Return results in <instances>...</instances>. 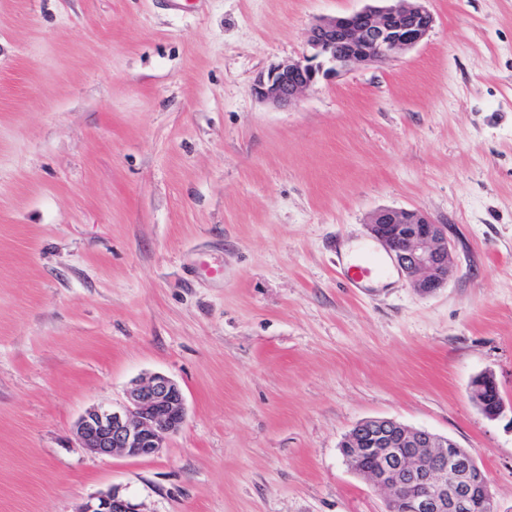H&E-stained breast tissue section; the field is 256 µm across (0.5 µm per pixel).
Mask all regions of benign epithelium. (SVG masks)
Wrapping results in <instances>:
<instances>
[{
	"label": "benign epithelium",
	"mask_w": 512,
	"mask_h": 512,
	"mask_svg": "<svg viewBox=\"0 0 512 512\" xmlns=\"http://www.w3.org/2000/svg\"><path fill=\"white\" fill-rule=\"evenodd\" d=\"M425 0H396L390 6H367L342 16L318 18L307 34L309 53L276 65L257 77L256 97L279 108L292 105L319 79L356 67L386 62L418 45L435 18ZM412 288L431 295L448 283V229L414 209L383 208L367 224ZM472 398L489 419L500 418L506 406L487 394L498 391L495 377L483 373L470 384ZM181 388L155 374L136 383L119 409L94 406L77 422L82 447L101 456L116 453L132 458L159 454L165 436L185 421ZM342 453L350 468L384 495L386 512H499L496 495L475 454L447 437L414 429L385 417L356 424ZM375 459L371 467L363 465ZM79 512H141L139 505L112 489L87 500Z\"/></svg>",
	"instance_id": "7a95c632"
}]
</instances>
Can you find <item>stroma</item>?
Instances as JSON below:
<instances>
[{
  "label": "stroma",
  "instance_id": "35a3bbf8",
  "mask_svg": "<svg viewBox=\"0 0 512 512\" xmlns=\"http://www.w3.org/2000/svg\"><path fill=\"white\" fill-rule=\"evenodd\" d=\"M368 0H0V512H384L340 445L387 417L472 450L512 512V0L435 23L292 106L253 92ZM447 225L422 296L367 230ZM357 241L384 288L350 287ZM154 374L186 419L107 458L75 424ZM499 390L495 377L490 373H483L473 378L470 384L472 398L479 406L482 413L489 419L495 420L500 418L506 406L503 398L498 394L494 403H490L486 393ZM140 506L112 489L87 500L78 512H141Z\"/></svg>",
  "mask_w": 512,
  "mask_h": 512
}]
</instances>
